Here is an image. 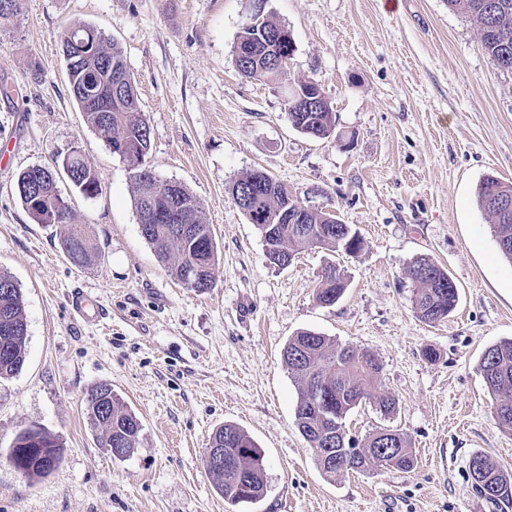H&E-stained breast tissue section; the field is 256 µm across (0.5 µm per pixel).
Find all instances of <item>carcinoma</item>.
<instances>
[{"label":"carcinoma","mask_w":512,"mask_h":512,"mask_svg":"<svg viewBox=\"0 0 512 512\" xmlns=\"http://www.w3.org/2000/svg\"><path fill=\"white\" fill-rule=\"evenodd\" d=\"M448 8L467 13L475 25L486 23L478 30L481 42L493 64L503 63L512 72V0H447ZM276 22L267 15L252 16L242 28L234 46L235 65L240 74L249 79L261 80L276 77L279 70L265 66V58L271 48L268 36L274 32ZM62 48L68 70L70 91L85 122L97 131L112 153L118 155L130 168L134 179V205L139 221L144 223L152 214L156 196L163 192V182L157 179L147 162L151 144V129L145 112L132 109V91L119 87L112 92V120L104 123L103 115L90 102L91 94L85 92L87 72L97 73L96 86L105 90L117 75L129 77L123 55L115 44L107 41L95 28L77 25L63 34ZM288 112H299L304 126L300 131L313 135L333 127L331 107L304 111L305 105L295 94L286 100ZM73 185L87 198H94L102 191L98 174L83 160L77 150L69 153ZM250 171L236 179L229 188L235 195L244 188L252 189L253 205L244 212L249 223L257 226L266 246V255L284 252L296 257L310 243L297 233L295 224H277L267 231L269 217L276 209L301 207L288 190L272 176L255 181ZM41 182V188L49 200L72 214L71 207L59 193L57 175L51 170L27 168L18 174L16 186ZM501 192L512 193V183L503 182L494 175H487L480 183L477 204L490 213L491 202ZM178 195L192 203L190 228L176 223L153 224L144 239L154 248L159 258L171 262V270L182 285L194 291L199 288L189 279V268L203 280L215 281L217 246L210 225L204 223L201 205L186 187L178 185ZM305 223L311 232L336 223V216L322 211L304 209ZM496 239L504 242L500 254L512 261V213L502 215L493 222ZM61 248L71 264L85 267L90 262V246L83 233L74 229L61 239ZM413 266H428L435 279L423 283L414 291L413 303L418 317L427 323L446 318L458 303V289L447 270L426 257H418ZM346 288L344 279L324 275L316 292V299L323 306L335 304ZM7 320L14 327L8 336L0 334V379L14 375L24 364L28 325L24 317L21 289L11 276L0 272V322ZM283 362L298 384L299 393L295 409V424L314 449L316 463H321L317 449L324 447L323 435L345 429L347 414L360 404L359 396L373 398L385 415L395 413L396 399L390 395L373 392L379 379L381 365L367 349L339 346L327 337L310 331H301L291 337L282 351ZM485 385L494 397V417L498 425L512 430V340L502 341L489 347L481 361ZM87 410L93 424L102 428L112 441L122 442L126 455L134 453L141 444L142 424L131 411L125 409L120 398L112 393V387L101 384L87 400ZM386 438L376 432L362 439V447L379 457L382 449H395L393 468L410 471L417 463L410 440L397 430ZM210 443L224 449V469L215 473L218 488L224 500L231 505L254 503L260 500L265 488L263 455L255 442L239 427L226 424L215 430ZM40 444L48 453L60 452L56 439L41 430H24L16 438L14 447L33 448ZM481 461L490 495L485 500L492 512H512V474L491 465L481 455Z\"/></svg>","instance_id":"obj_1"}]
</instances>
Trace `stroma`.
<instances>
[{
    "instance_id": "stroma-1",
    "label": "stroma",
    "mask_w": 512,
    "mask_h": 512,
    "mask_svg": "<svg viewBox=\"0 0 512 512\" xmlns=\"http://www.w3.org/2000/svg\"><path fill=\"white\" fill-rule=\"evenodd\" d=\"M295 51L282 76L240 75L234 46L249 0H20L0 27V271L22 291L26 359L0 380V512H491L469 463L512 473V431L499 427L480 370L484 351L512 339V262L476 201L488 174L512 182V74L486 55L474 22L446 0H267ZM85 23L120 47L151 126L160 180L186 186L218 248L213 288H185L140 233L126 163L89 128L71 96L61 35ZM301 81L319 85L335 130H297L285 106ZM78 150L102 192L58 189L94 247L83 268L38 224L17 174L59 167ZM272 175L302 205L335 212L363 240L349 255L310 246L271 264L229 185ZM447 269L459 300L447 318L417 315L409 263ZM346 284L316 300L324 272ZM83 290L103 316L86 324L70 297ZM302 330L373 352L378 391L397 410L363 401L346 417L361 439L394 429L417 464L327 477L294 424L298 385L282 361ZM434 349L436 359L425 350ZM106 383L140 419L141 445L118 459L86 411ZM233 423L264 455L256 503L225 502L203 465L213 432ZM52 433L61 457L29 479L9 462L16 436Z\"/></svg>"
}]
</instances>
